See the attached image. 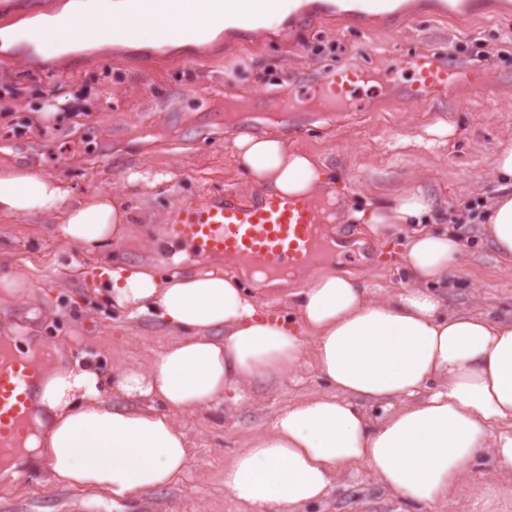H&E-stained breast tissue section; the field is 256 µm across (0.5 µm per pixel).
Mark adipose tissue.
Listing matches in <instances>:
<instances>
[{
    "label": "adipose tissue",
    "mask_w": 512,
    "mask_h": 512,
    "mask_svg": "<svg viewBox=\"0 0 512 512\" xmlns=\"http://www.w3.org/2000/svg\"><path fill=\"white\" fill-rule=\"evenodd\" d=\"M142 2L132 17L128 0H67L56 13L4 28L0 42L33 44L45 58L86 44L191 42L190 27L176 20L189 0ZM232 159L265 195L336 197L325 164L276 131L235 137ZM490 167L500 188L488 231L497 255L511 263L512 144L499 147ZM69 197L42 171L0 172V215H59L54 235L89 252L123 235L129 214L120 200ZM433 206L418 190L349 212L348 223L376 236L406 230L404 287L375 298L361 280L325 273L300 292L294 317L263 310L218 266L192 274L115 267L101 294L177 340L147 370H121L110 388L78 360L49 372L26 443L31 462L47 463L48 483L115 501L170 486L189 456L176 414L241 400L252 381L288 377L310 346L332 391L281 410L225 467L224 488L245 512H308L356 465L413 512L448 500L482 452L512 472V319L446 311L435 286L461 264L462 245L450 228L423 226ZM368 403L378 406V419L366 414Z\"/></svg>",
    "instance_id": "obj_1"
}]
</instances>
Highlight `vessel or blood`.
Segmentation results:
<instances>
[{"label":"vessel or blood","instance_id":"obj_1","mask_svg":"<svg viewBox=\"0 0 512 512\" xmlns=\"http://www.w3.org/2000/svg\"><path fill=\"white\" fill-rule=\"evenodd\" d=\"M393 0H356L349 16L355 20L393 17ZM415 81L406 92L411 101L465 86L473 100L484 89L483 71L448 66L439 57L420 53L406 61ZM366 75L341 64L327 71L311 91L281 92L270 100L279 112H338L363 110L357 90ZM173 234L190 246L198 261L233 256L249 268L282 278L311 267L328 247L323 208L309 197H265L251 194L213 195L182 207ZM41 370L12 349L11 338L0 339V459L16 454L28 433Z\"/></svg>","mask_w":512,"mask_h":512}]
</instances>
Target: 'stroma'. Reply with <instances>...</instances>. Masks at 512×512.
Here are the masks:
<instances>
[{"label":"stroma","instance_id":"1","mask_svg":"<svg viewBox=\"0 0 512 512\" xmlns=\"http://www.w3.org/2000/svg\"><path fill=\"white\" fill-rule=\"evenodd\" d=\"M402 2L411 12L393 21L357 24L318 14L288 19L268 37L225 31L195 49L90 47L55 59L41 58L31 46L0 49V169L36 168L64 182L72 198L105 193L129 212L125 235L92 255L53 235L55 217L0 215V267L23 268L32 281L26 294L0 295V337L24 344L37 339L67 361L92 357L108 376L147 369L169 333L148 319L131 320L107 308L90 271L117 263L167 267L170 253L154 243L167 237L182 206L212 192L245 198L254 192L231 158L232 135L223 121L209 119L200 90L220 88L259 102L310 85L342 63L394 79L376 86L365 111L324 112L310 121L283 118L279 132L318 156L340 180L342 196L329 211L325 233L347 245L352 258L329 255L312 271L275 286L257 282L231 260L218 258V265L284 315L296 314L298 293L326 272L361 279L376 295H392L404 283L396 259L402 235L375 238L364 225L346 223L345 212L421 189L436 201L434 224L449 223L464 203L472 205L461 230L463 261L442 288L449 309L511 316L512 264L492 247L486 210L498 193L491 157L512 142V12L498 14L502 0H447L446 15L425 8V0ZM421 52L451 66L483 69V103L469 104L463 88L406 100L403 91L414 76L401 63ZM52 106L57 117L43 122ZM439 119L455 123L454 136L432 147L420 144L425 127ZM132 168L163 172L168 179L132 187L126 182ZM329 389L313 356H306L294 376L251 384L245 403L179 415L191 452L172 486L115 502L48 485L42 469L33 468L21 482L0 476V512H239L224 490L225 465L280 410ZM401 509L398 496L362 466L341 475L312 512ZM432 512H512V475L484 456L453 497Z\"/></svg>","mask_w":512,"mask_h":512}]
</instances>
